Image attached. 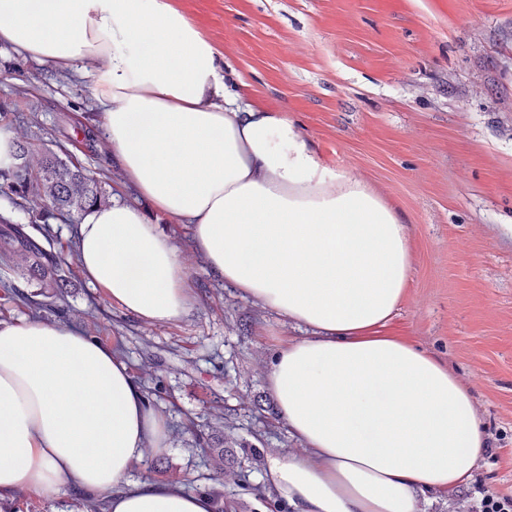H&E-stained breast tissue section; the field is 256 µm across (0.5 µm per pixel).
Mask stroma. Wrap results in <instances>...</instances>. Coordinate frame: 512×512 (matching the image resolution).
<instances>
[{
    "mask_svg": "<svg viewBox=\"0 0 512 512\" xmlns=\"http://www.w3.org/2000/svg\"><path fill=\"white\" fill-rule=\"evenodd\" d=\"M199 23L255 106L282 110L330 166L371 186L409 227L408 287L385 336L436 356L472 395L488 446L472 482L427 493L425 512H478L512 496V0H174ZM0 110L38 164L76 118L100 114L90 81L0 46ZM77 160L111 198L135 202L104 142ZM188 266L193 301L169 324L124 313L81 276L61 296L0 251V283L116 348L164 416L169 446L130 484L223 488L238 512H269L271 458L299 452L265 382L266 360L305 330L212 277L188 229L155 212ZM236 446L203 454L198 437ZM80 490L0 499V512H84Z\"/></svg>",
    "mask_w": 512,
    "mask_h": 512,
    "instance_id": "35a3bbf8",
    "label": "stroma"
}]
</instances>
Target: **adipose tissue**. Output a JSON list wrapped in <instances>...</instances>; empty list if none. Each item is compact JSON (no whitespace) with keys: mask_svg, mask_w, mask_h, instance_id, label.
Instances as JSON below:
<instances>
[{"mask_svg":"<svg viewBox=\"0 0 512 512\" xmlns=\"http://www.w3.org/2000/svg\"><path fill=\"white\" fill-rule=\"evenodd\" d=\"M0 44L89 67L103 133L137 203L75 224L84 279L125 313L172 323L191 306L173 237L188 227L209 276L307 328L267 366L304 451L267 478L292 512H423L473 476L487 446L468 389L437 359L379 335L403 298L406 224L327 165L288 113L241 103L224 60L172 0H0ZM168 430L128 364L67 322H0V498L70 485L109 512H212L208 496L129 473Z\"/></svg>","mask_w":512,"mask_h":512,"instance_id":"obj_1","label":"adipose tissue"}]
</instances>
